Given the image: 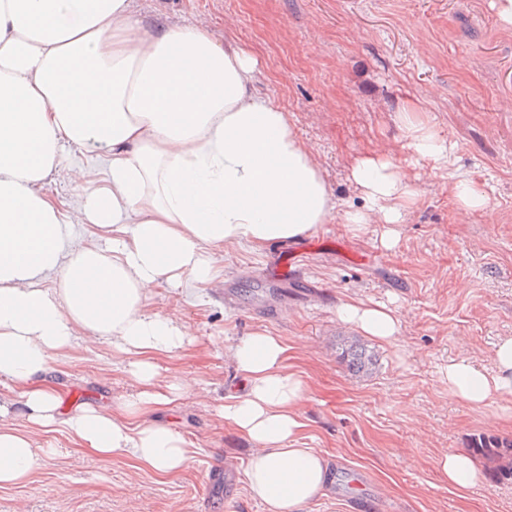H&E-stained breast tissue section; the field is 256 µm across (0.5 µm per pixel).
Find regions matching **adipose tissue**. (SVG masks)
I'll return each instance as SVG.
<instances>
[{"mask_svg": "<svg viewBox=\"0 0 512 512\" xmlns=\"http://www.w3.org/2000/svg\"><path fill=\"white\" fill-rule=\"evenodd\" d=\"M258 61L215 39L201 22L140 21L136 0H0V486L26 482L54 448L39 433L65 430L102 457L122 454L162 476L188 464L189 441L153 411L192 390L181 378L156 388L155 355L190 341L188 323L150 312L156 288L212 282L218 252L259 249L316 233L334 215L355 229L382 225L392 248L418 192L384 151L356 158L350 183L359 208L340 209L316 152L286 112L253 93ZM415 162L446 168L452 146L416 103L399 114ZM101 157L102 171L70 165L72 151ZM67 173L78 203L51 195ZM94 237L72 249L75 225ZM52 287H44L45 279ZM339 319L390 342L401 322L386 305L351 300ZM110 343L138 391L117 408L62 410L48 373L74 346ZM278 337L256 332L230 346L247 389L221 415L253 444L245 477L268 512H304L328 483V459L298 448L305 380L286 367ZM451 397L474 405L512 396V336L484 369L448 363ZM439 470L459 489L482 470L467 452Z\"/></svg>", "mask_w": 512, "mask_h": 512, "instance_id": "1", "label": "adipose tissue"}]
</instances>
